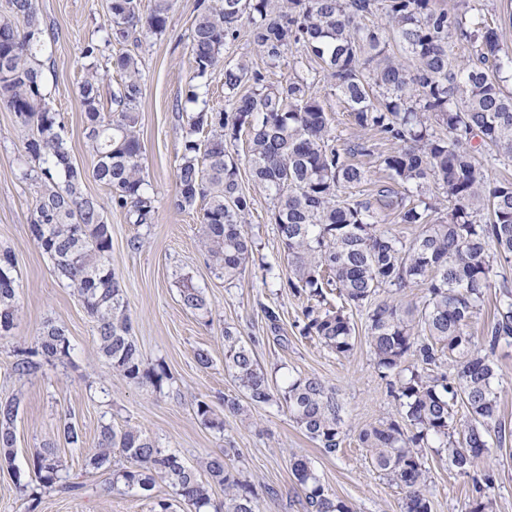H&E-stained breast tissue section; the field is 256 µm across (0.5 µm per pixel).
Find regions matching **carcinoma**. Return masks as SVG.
Wrapping results in <instances>:
<instances>
[{"mask_svg":"<svg viewBox=\"0 0 512 512\" xmlns=\"http://www.w3.org/2000/svg\"><path fill=\"white\" fill-rule=\"evenodd\" d=\"M433 0H201L191 54L195 74L222 72L224 89L243 84L251 90L231 102L232 115L203 107L189 116L177 167V206L203 202L201 224L210 261L224 280L245 270L253 252L242 230L249 201L240 192L237 166L227 145L248 136V161L256 183L272 194V219L291 276L288 288L306 296L302 335L317 337L339 357L353 350L350 312L368 307V339L377 368L395 377L390 396L399 402L398 418L364 427L359 441L375 470L406 489L404 512H431L426 495L423 451L435 443L448 465L467 476L488 456V436L506 440L495 389L501 344L512 343V290L499 298L497 313L481 340L471 332L494 269L512 266V178L492 177L512 165V95L502 91L500 75L512 74V52L500 45L496 30L480 15L466 17L436 9ZM173 0H155L142 16L138 0H110L106 41L121 42L140 31H165ZM383 10L380 21L362 20ZM248 23L253 42L271 63L292 47L310 51L324 77L351 110L355 124L391 144L381 156L387 182L376 193L341 197L345 189L368 181L367 171L349 163L348 154L370 156L376 143L361 138L340 150L333 145L325 109L313 83L288 80L272 86L246 59L224 62V45ZM45 29L36 0H10L0 15V104L32 127L27 152L41 162L36 179L41 192L31 213L32 239L59 277L78 292L96 321L99 349L112 370L126 381L161 388L164 364L146 366L136 341L123 291L110 262L111 227L103 207L86 195V178L112 190V205L125 209L135 224H151L154 200L142 175L137 104L142 95L136 59L112 58L121 84L112 93V111L100 106V81L94 73L80 87L85 138L94 157L90 170L76 167L62 137L59 115L44 101L38 56ZM466 44L472 58L454 64L448 40ZM399 43L413 64L389 50ZM442 183L448 221L433 224L434 209L425 185ZM400 224L423 229L409 241L379 227L384 212ZM14 258L0 253V336L14 328L17 288ZM423 281L422 306L392 298L376 300L387 288L401 290ZM338 293L342 305L328 302ZM183 306L207 311L203 291L181 289ZM72 347L64 327L46 323L35 346L17 351L12 371L34 374L42 362H62ZM448 358L453 377L427 373ZM224 364L255 405L275 402L288 409L304 433L329 454L343 442V408L336 389L315 376L288 378L273 390L253 350L224 329ZM462 405L466 415L455 417ZM19 402H0V470L15 468L14 422ZM118 449L129 466L118 472L112 489L148 492L161 478L184 512H259L255 493L226 467L224 449L206 464V477L185 465L182 456L142 431L100 430L98 448L86 455L95 469L108 467ZM43 494H77L83 484L61 468L54 453H36L30 463ZM305 512H353L336 499L304 457L290 460ZM491 478L476 487L469 512H489ZM224 488V502H212L209 489Z\"/></svg>","mask_w":512,"mask_h":512,"instance_id":"carcinoma-1","label":"carcinoma"}]
</instances>
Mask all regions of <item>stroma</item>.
<instances>
[{
	"label": "stroma",
	"mask_w": 512,
	"mask_h": 512,
	"mask_svg": "<svg viewBox=\"0 0 512 512\" xmlns=\"http://www.w3.org/2000/svg\"><path fill=\"white\" fill-rule=\"evenodd\" d=\"M199 0H175L167 28L140 44L105 43L103 27L109 0H37L36 7L49 38L40 58L43 93L51 111L59 113L62 134L72 161L91 168L94 157L85 138V114L79 87L91 72L104 74L100 86L104 109L112 107V93L121 81L112 71V58L130 52L138 60L142 97L139 139L155 219L130 223L125 211L110 204V190L86 179L84 192L105 207L112 228V270L119 280L133 326V336L146 364L164 363L169 378L162 388L126 382L101 356L94 319L75 288L57 277L47 256L29 233L30 213L40 186L23 179L38 163L25 150L28 132L15 113L0 105V251L14 257L18 284V314L11 335L0 337V400L19 398L15 425V470H0V512H154L156 500H173L166 482L152 493L112 492L108 486L127 461L113 453L106 470L85 465L87 449L97 447L101 424L121 430L141 429L163 448L178 451L185 462L203 469L207 459L229 449L226 466L235 478L254 491L262 512H303L301 492L291 473L292 456L306 457L330 493L353 512H404L405 492L390 477L377 472L358 434L395 415L397 402L388 395V380L370 352L366 314L354 312V349L339 357L319 340L300 333L305 299L287 286L291 271L272 220L273 199L252 178L247 141L239 139L228 151L238 166L241 192L250 200L244 230L253 242L245 271L232 281L217 277L202 247L200 206L178 208L176 168L187 117L195 109L187 100L193 84L191 38ZM438 9L461 14L480 13L493 23L500 43L512 51V0H434ZM96 45L85 56L87 45ZM225 61L246 59L263 70L269 84L297 76L313 79L338 148L365 137L336 91L320 75V66L301 48L287 52L278 64H267L253 43L249 27H241L235 41L225 45ZM140 248H132L133 239ZM202 288L209 302L207 316L187 310L180 302L183 284ZM280 313L278 329H271L264 307ZM65 327L73 350L64 362L46 363L33 375L18 378L11 370L17 350L33 346L45 322ZM232 327L251 347L271 387L287 376H317L335 387L345 408L343 443L329 454L308 439L287 409L256 406L224 367V329ZM211 362L201 367L198 352ZM498 396L505 442L490 438L488 462L478 463L471 475L449 467L434 449L425 452L429 470L427 496L432 512H468L473 481L491 472L492 512H512V347L500 346ZM238 397L243 414L224 410L228 396ZM212 408L223 430L205 425L195 414L198 401ZM73 423L83 438L82 448L70 447L63 437L65 423ZM54 446L61 464L84 485L78 496H43L33 503L38 482L28 465L31 457ZM21 478H14V471Z\"/></svg>",
	"instance_id": "obj_1"
}]
</instances>
